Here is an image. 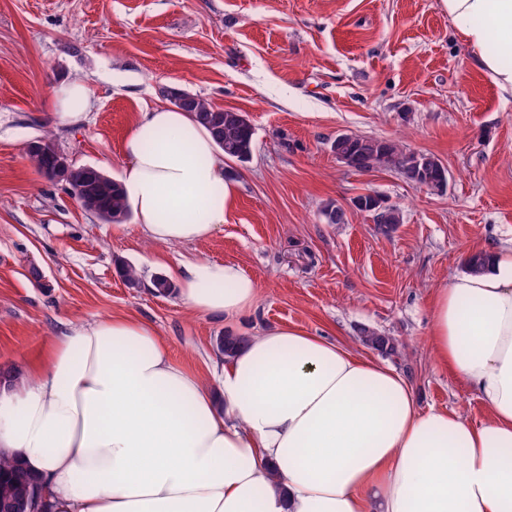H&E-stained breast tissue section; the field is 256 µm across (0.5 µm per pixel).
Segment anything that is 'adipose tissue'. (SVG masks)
I'll return each instance as SVG.
<instances>
[{
	"instance_id": "1",
	"label": "adipose tissue",
	"mask_w": 512,
	"mask_h": 512,
	"mask_svg": "<svg viewBox=\"0 0 512 512\" xmlns=\"http://www.w3.org/2000/svg\"><path fill=\"white\" fill-rule=\"evenodd\" d=\"M476 66L512 93V0H441ZM56 118L93 107L86 81L53 90ZM122 185L150 243L213 237L236 186L210 133L156 106L129 133ZM437 288V365L476 390L480 426L420 408L412 385L346 344L279 327L248 337L218 382L172 359L150 321L69 328L0 389V451L52 512H512V248ZM192 312L234 320L257 298L234 263L175 273Z\"/></svg>"
}]
</instances>
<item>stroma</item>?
<instances>
[{
  "label": "stroma",
  "instance_id": "stroma-1",
  "mask_svg": "<svg viewBox=\"0 0 512 512\" xmlns=\"http://www.w3.org/2000/svg\"><path fill=\"white\" fill-rule=\"evenodd\" d=\"M74 78L94 105L85 122L62 125L51 90ZM162 85L254 128L250 160L224 163L236 185L224 224L199 243L150 244L133 221L103 223L25 152L46 136L121 179L124 141L161 104ZM340 134L435 155L445 190L346 167L330 149ZM369 193L401 210L391 234L354 207ZM329 201L344 223L325 222ZM489 247H512V94L474 64L440 0H0V367L111 315L151 321L172 358L204 375L227 332L296 327L368 356V327L402 344L385 360L422 408L481 424L484 402L433 359L429 302L468 253ZM199 259L238 264L256 303L227 323L192 313L178 293L127 287L118 270L126 260L166 276Z\"/></svg>",
  "mask_w": 512,
  "mask_h": 512
}]
</instances>
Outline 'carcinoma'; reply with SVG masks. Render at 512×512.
<instances>
[{
  "label": "carcinoma",
  "instance_id": "obj_1",
  "mask_svg": "<svg viewBox=\"0 0 512 512\" xmlns=\"http://www.w3.org/2000/svg\"><path fill=\"white\" fill-rule=\"evenodd\" d=\"M183 111L190 113L194 120L205 127L215 139L224 159L247 162L252 154L254 130L250 121L241 112L216 107L207 100L193 94ZM45 148L37 153L27 154L32 165L41 173L53 163L54 146L49 137H44ZM338 149L347 159V166L357 171L389 169L410 177V173L419 168L430 182H435L447 173L442 162L431 154L415 153L402 144L391 141L358 136L354 140L346 139L338 144ZM72 179L78 193L91 200L94 213L103 221L122 224L131 217V206L125 196L122 184L105 175L100 169L88 170L82 166L74 167ZM363 211L374 215L375 223L388 233L402 223V216L395 207H390L378 215L370 207ZM123 277L128 287L144 286L142 273L127 262H120ZM361 341L368 347L392 354L397 351L396 339L368 328L360 330ZM247 341L245 336L225 334L216 338L217 350L226 357L235 354L240 345ZM39 482L35 477L0 456V503L14 507L20 512H30L34 504L33 493Z\"/></svg>",
  "mask_w": 512,
  "mask_h": 512
}]
</instances>
